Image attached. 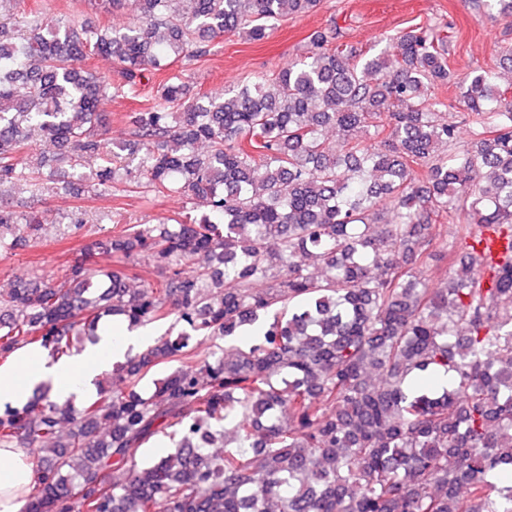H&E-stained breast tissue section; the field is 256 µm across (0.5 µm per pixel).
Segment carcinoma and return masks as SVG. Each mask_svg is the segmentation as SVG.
<instances>
[{"label": "carcinoma", "instance_id": "1", "mask_svg": "<svg viewBox=\"0 0 512 512\" xmlns=\"http://www.w3.org/2000/svg\"><path fill=\"white\" fill-rule=\"evenodd\" d=\"M18 2L0 0V253L50 222L82 229L79 211L8 202L61 175L99 195L137 175L204 207L86 234L73 261L0 293V367L29 346L70 357L115 320L169 323L83 403L47 386L0 403V447L40 462L26 512H512V261L476 255L487 229L512 249V82L477 67L459 83L477 139L456 150L433 93L453 81L449 27L402 31L394 55L317 31L304 58L221 99L189 101L168 77L116 145L103 100L320 0H136L118 31L19 16ZM91 55L118 79L83 68ZM360 128L376 142L353 140ZM438 223L462 251L433 288L412 269ZM138 255L144 275L125 266ZM245 325L246 346L220 344ZM154 440L171 446L146 459Z\"/></svg>", "mask_w": 512, "mask_h": 512}]
</instances>
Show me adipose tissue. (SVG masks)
<instances>
[{
	"mask_svg": "<svg viewBox=\"0 0 512 512\" xmlns=\"http://www.w3.org/2000/svg\"><path fill=\"white\" fill-rule=\"evenodd\" d=\"M138 341L135 334L108 329L98 343L56 363L47 352L19 349L13 365L0 369V401L26 400L32 385L42 380L51 381L54 394L62 399L90 395L95 391L94 379ZM33 478L34 464L24 449L0 448V512H23L26 488Z\"/></svg>",
	"mask_w": 512,
	"mask_h": 512,
	"instance_id": "1",
	"label": "adipose tissue"
}]
</instances>
